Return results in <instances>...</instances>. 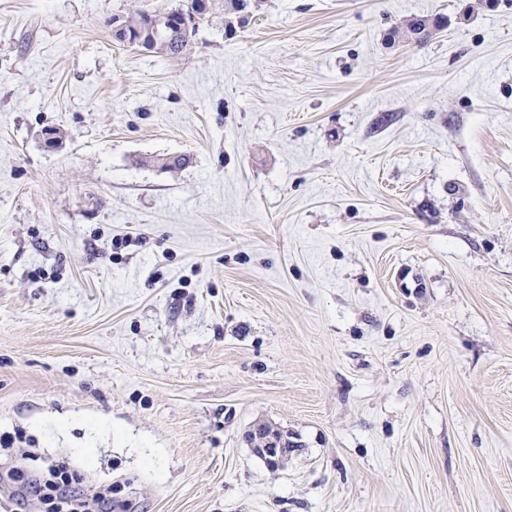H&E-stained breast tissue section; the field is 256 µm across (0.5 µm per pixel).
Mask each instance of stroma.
<instances>
[{
    "instance_id": "stroma-1",
    "label": "stroma",
    "mask_w": 512,
    "mask_h": 512,
    "mask_svg": "<svg viewBox=\"0 0 512 512\" xmlns=\"http://www.w3.org/2000/svg\"><path fill=\"white\" fill-rule=\"evenodd\" d=\"M182 3L0 0V463L115 512H512V0L115 39ZM175 14L172 15V13L166 12L160 15L165 22H175V18L183 24L182 27L190 28L193 26L190 31L187 32L178 26L169 27L166 23H158L154 19V14L136 11L125 17L123 20L125 30L116 31L115 37L120 41L127 38L142 43L140 48L147 51H154L155 46L159 47L166 44L171 50L166 55H178L189 43L190 38L195 35L199 14L192 8V4H188L187 9L176 11Z\"/></svg>"
}]
</instances>
